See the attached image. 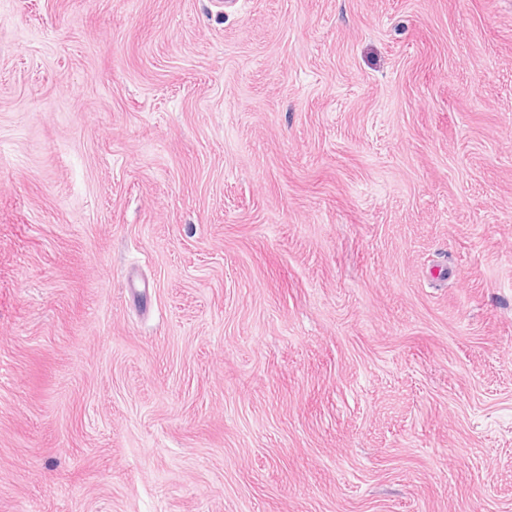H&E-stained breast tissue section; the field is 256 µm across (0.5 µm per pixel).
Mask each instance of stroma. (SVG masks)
I'll return each mask as SVG.
<instances>
[{"mask_svg": "<svg viewBox=\"0 0 512 512\" xmlns=\"http://www.w3.org/2000/svg\"><path fill=\"white\" fill-rule=\"evenodd\" d=\"M0 512H512V0H0Z\"/></svg>", "mask_w": 512, "mask_h": 512, "instance_id": "35a3bbf8", "label": "stroma"}]
</instances>
